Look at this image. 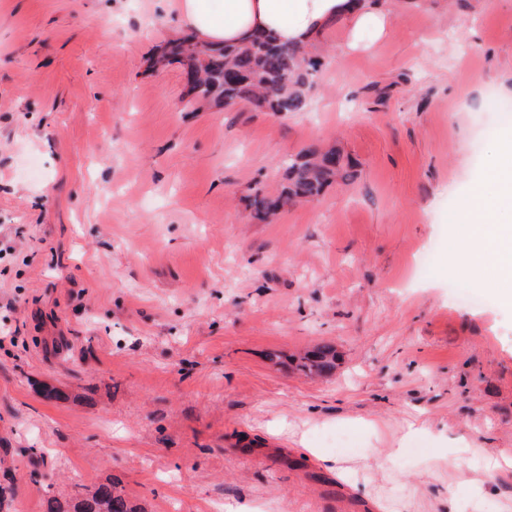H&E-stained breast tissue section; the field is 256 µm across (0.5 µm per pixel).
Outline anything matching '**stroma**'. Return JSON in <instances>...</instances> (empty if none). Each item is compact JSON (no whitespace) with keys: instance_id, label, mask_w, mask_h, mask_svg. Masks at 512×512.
I'll use <instances>...</instances> for the list:
<instances>
[{"instance_id":"obj_1","label":"stroma","mask_w":512,"mask_h":512,"mask_svg":"<svg viewBox=\"0 0 512 512\" xmlns=\"http://www.w3.org/2000/svg\"><path fill=\"white\" fill-rule=\"evenodd\" d=\"M381 10L354 50L324 28L308 110L273 114L197 109L153 68L190 33L175 0H0L15 512L114 478L148 512H512L489 466L512 455V309L454 258L456 205L512 134L487 109L512 100V0ZM328 146L351 178L250 220L283 159ZM322 344L329 377L269 360Z\"/></svg>"}]
</instances>
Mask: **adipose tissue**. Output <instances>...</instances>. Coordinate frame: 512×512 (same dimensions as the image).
I'll use <instances>...</instances> for the list:
<instances>
[{"mask_svg":"<svg viewBox=\"0 0 512 512\" xmlns=\"http://www.w3.org/2000/svg\"><path fill=\"white\" fill-rule=\"evenodd\" d=\"M183 23L210 45H237L256 32L283 44L309 43L329 23L348 21L353 32L388 22L370 0H179ZM460 223L466 234L456 256L459 268L482 283L500 285L512 306V136L491 150L462 203Z\"/></svg>","mask_w":512,"mask_h":512,"instance_id":"ef3b65f1","label":"adipose tissue"}]
</instances>
